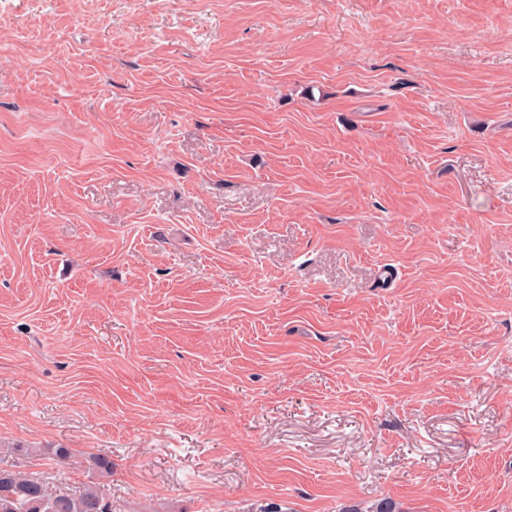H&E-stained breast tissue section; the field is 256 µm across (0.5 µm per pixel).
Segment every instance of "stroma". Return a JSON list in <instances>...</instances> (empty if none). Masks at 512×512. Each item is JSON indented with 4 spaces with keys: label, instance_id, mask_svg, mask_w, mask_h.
<instances>
[{
    "label": "stroma",
    "instance_id": "obj_1",
    "mask_svg": "<svg viewBox=\"0 0 512 512\" xmlns=\"http://www.w3.org/2000/svg\"><path fill=\"white\" fill-rule=\"evenodd\" d=\"M12 464L512 512V0H0Z\"/></svg>",
    "mask_w": 512,
    "mask_h": 512
}]
</instances>
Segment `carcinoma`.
<instances>
[{"label":"carcinoma","mask_w":512,"mask_h":512,"mask_svg":"<svg viewBox=\"0 0 512 512\" xmlns=\"http://www.w3.org/2000/svg\"><path fill=\"white\" fill-rule=\"evenodd\" d=\"M0 512H110L100 486L55 493L38 478L20 470L0 469Z\"/></svg>","instance_id":"obj_1"}]
</instances>
